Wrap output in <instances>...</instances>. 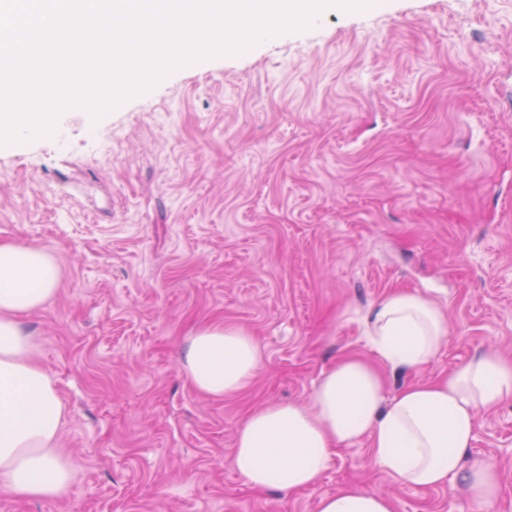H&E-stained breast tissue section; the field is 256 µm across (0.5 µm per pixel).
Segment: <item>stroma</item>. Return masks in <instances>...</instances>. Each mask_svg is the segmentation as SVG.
I'll use <instances>...</instances> for the list:
<instances>
[{
    "label": "stroma",
    "instance_id": "35a3bbf8",
    "mask_svg": "<svg viewBox=\"0 0 512 512\" xmlns=\"http://www.w3.org/2000/svg\"><path fill=\"white\" fill-rule=\"evenodd\" d=\"M0 241L62 268L25 322L76 471L68 495H0V512H316L347 486L395 512H475L458 487L388 484L364 441L290 494L252 490L233 452L251 412L306 401L339 357L368 353L360 317L394 289L427 293L450 329L390 388L512 358V0L332 6L100 118L65 110L53 135L0 144ZM207 321L264 356L221 399L179 362ZM473 448L499 469L493 512H512V402L478 411Z\"/></svg>",
    "mask_w": 512,
    "mask_h": 512
}]
</instances>
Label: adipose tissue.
Wrapping results in <instances>:
<instances>
[{
    "label": "adipose tissue",
    "mask_w": 512,
    "mask_h": 512,
    "mask_svg": "<svg viewBox=\"0 0 512 512\" xmlns=\"http://www.w3.org/2000/svg\"><path fill=\"white\" fill-rule=\"evenodd\" d=\"M60 280L52 253L0 243V495L54 499L74 483L59 446L66 406L22 320L46 305ZM362 324L369 355L337 359L307 402L270 404L246 418L235 437L237 472L256 490H309L335 451L364 440L389 484L457 482L477 512H490L499 474L492 460L473 453L476 413L512 401V361L482 353L448 375L390 393L383 369L432 364L445 346L448 317L428 295L395 289L368 308ZM261 365L255 338L221 322L197 325L181 362L190 386L211 398L239 392ZM317 512H394V503L382 491L344 488L322 496Z\"/></svg>",
    "instance_id": "adipose-tissue-1"
}]
</instances>
